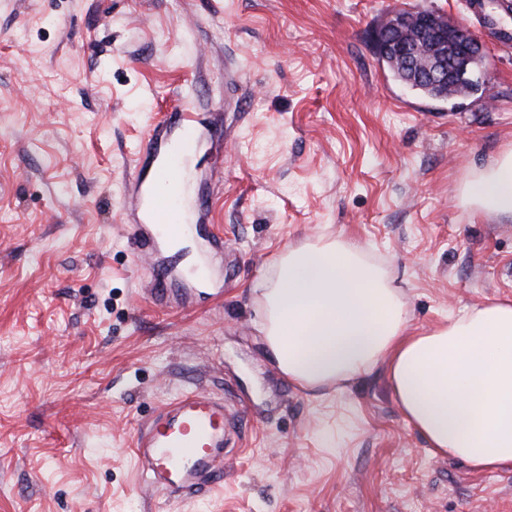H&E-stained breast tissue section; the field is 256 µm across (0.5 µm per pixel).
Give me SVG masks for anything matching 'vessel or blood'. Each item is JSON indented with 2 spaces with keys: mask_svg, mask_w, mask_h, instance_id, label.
Returning <instances> with one entry per match:
<instances>
[{
  "mask_svg": "<svg viewBox=\"0 0 512 512\" xmlns=\"http://www.w3.org/2000/svg\"><path fill=\"white\" fill-rule=\"evenodd\" d=\"M199 131L183 100H175L163 120L150 125L133 171L127 196L129 241L138 262L152 277L155 295L164 298L173 273L155 264L171 237H187L208 220L199 205L186 218L181 195L183 162L193 154ZM229 416L222 400L201 390L182 393L158 407L135 439L140 476L158 491L210 488L223 475L224 438Z\"/></svg>",
  "mask_w": 512,
  "mask_h": 512,
  "instance_id": "b4317fda",
  "label": "vessel or blood"
}]
</instances>
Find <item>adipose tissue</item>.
I'll list each match as a JSON object with an SVG mask.
<instances>
[{"label": "adipose tissue", "mask_w": 512, "mask_h": 512, "mask_svg": "<svg viewBox=\"0 0 512 512\" xmlns=\"http://www.w3.org/2000/svg\"><path fill=\"white\" fill-rule=\"evenodd\" d=\"M465 195L512 217V149L475 172ZM257 291L264 352L289 383L312 391L384 367L433 456L512 471V298L410 330L388 270L339 238L286 246Z\"/></svg>", "instance_id": "1"}]
</instances>
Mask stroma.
I'll use <instances>...</instances> for the list:
<instances>
[{"label":"stroma","instance_id":"35a3bbf8","mask_svg":"<svg viewBox=\"0 0 512 512\" xmlns=\"http://www.w3.org/2000/svg\"><path fill=\"white\" fill-rule=\"evenodd\" d=\"M427 9L483 43L494 95L433 101L374 38ZM203 130L189 206L209 222L160 301L124 209L147 126L178 90ZM512 149V16L478 0H0V512H512V472L432 457L383 369L311 394L264 354L257 282L342 237L387 268L412 330L512 298V219L462 196ZM217 285L184 296L189 257ZM236 416L224 479L148 490L133 447L177 394Z\"/></svg>","mask_w":512,"mask_h":512}]
</instances>
